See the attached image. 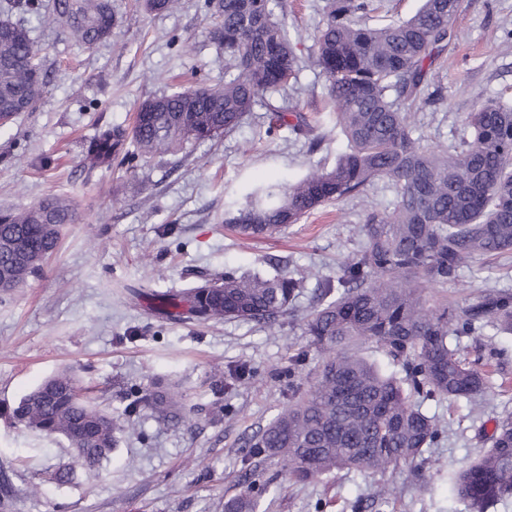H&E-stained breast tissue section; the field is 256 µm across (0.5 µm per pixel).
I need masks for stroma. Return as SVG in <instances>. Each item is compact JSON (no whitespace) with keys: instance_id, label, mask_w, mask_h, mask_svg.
<instances>
[{"instance_id":"1","label":"stroma","mask_w":512,"mask_h":512,"mask_svg":"<svg viewBox=\"0 0 512 512\" xmlns=\"http://www.w3.org/2000/svg\"><path fill=\"white\" fill-rule=\"evenodd\" d=\"M327 0H288V27L302 63L297 91L273 105L305 104L326 139L312 153L287 131L268 133L257 105L239 127L212 141L190 143L175 155L116 163L86 171L82 144L99 127L130 126L143 100L224 79V55L209 39L213 19L204 0H184L173 14H151L143 0H115L109 40L76 46L61 29L22 22L40 51L49 83L33 111L0 125V209L62 195L76 219L63 225L57 250L26 284L0 291V512H224L242 489L241 447L287 404L289 385H303L320 356L302 319L316 305L318 279L363 246L359 226L367 208L388 206L386 182L363 196L321 206L281 233L245 239L224 224L228 207L244 202L263 182L292 184L314 165L332 167L346 149L327 105V83L312 62L315 29ZM454 36L434 63L433 80L412 111L424 145L453 148L462 120L480 97L512 99V0H462ZM280 257L307 286L291 315L275 325L254 322H178L151 312L126 285L178 290L248 271ZM512 291V254L476 259L460 280L431 285L432 303L466 307L489 290ZM461 354L490 363L486 394L476 405L425 402L444 433L426 449L420 474L406 467L383 478L337 471L306 484L285 480L280 465L261 462L269 492L259 512H351L356 498L367 512H468L448 490L449 473L485 448L499 420L512 415V336L492 329L460 337ZM306 352L294 376L289 355ZM247 365L249 379L231 372ZM72 369L102 408L122 415L128 393L162 381L191 412L178 424L149 411L128 417L119 444L95 475L56 481L74 466L67 441L15 426L19 399L58 370ZM223 380L215 397L211 384ZM397 491L374 507L378 482Z\"/></svg>"}]
</instances>
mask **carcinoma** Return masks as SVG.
<instances>
[{
    "instance_id": "cac0c4a2",
    "label": "carcinoma",
    "mask_w": 512,
    "mask_h": 512,
    "mask_svg": "<svg viewBox=\"0 0 512 512\" xmlns=\"http://www.w3.org/2000/svg\"><path fill=\"white\" fill-rule=\"evenodd\" d=\"M182 0H144L149 13H172ZM288 0H205L217 19L212 39L224 52V83L175 91L142 101L131 128L106 126L86 147L83 168L110 167L131 157L132 140L145 157L174 154L192 141L235 129L256 105L298 85L300 67L286 22ZM371 0H329L313 35L315 65L325 76L336 127L348 150L333 167L316 166L292 185L261 184L241 206L225 212V226L246 238L273 236L331 201L362 196L378 180L393 188L390 209L365 211L361 250L340 266L336 282H319V305L305 319V335L321 364L304 388L245 442L243 490L224 512H257L266 492L253 460L282 465L295 483L347 469L382 475L418 467L443 432L427 401L474 402L487 388L484 371L452 340L487 326L512 335V292L490 291L462 312L448 302L429 305L427 284H446L477 257L512 252V100L486 101L465 117L452 151H434L415 135L410 112L445 49L461 0H424L412 18L369 28L361 18ZM40 15L79 45L112 37V0H0V118L30 111L47 80L30 31L15 15ZM267 132L282 129L319 145L316 126L297 103L266 104ZM75 220L72 204L49 197L0 212V268L7 243L24 241L40 258L58 247L61 227ZM269 273L237 274L181 291L148 297L158 313L184 321L236 320L274 325L304 287L275 258ZM367 342L384 366L352 351ZM149 410L179 422L185 407L160 385L135 393L127 411ZM15 424L65 438L87 474L117 446L118 418L84 396L69 370L48 377L13 408ZM490 447L450 478L469 512H488L512 498V417L498 422Z\"/></svg>"
}]
</instances>
